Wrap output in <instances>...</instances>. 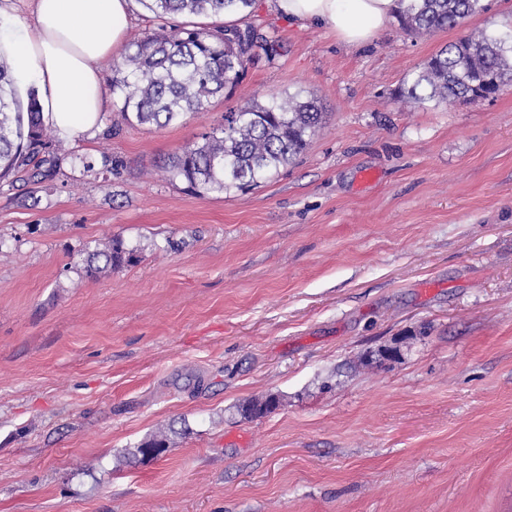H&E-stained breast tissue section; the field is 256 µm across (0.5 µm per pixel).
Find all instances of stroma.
I'll return each mask as SVG.
<instances>
[{"label":"stroma","mask_w":512,"mask_h":512,"mask_svg":"<svg viewBox=\"0 0 512 512\" xmlns=\"http://www.w3.org/2000/svg\"><path fill=\"white\" fill-rule=\"evenodd\" d=\"M483 3L352 49L256 0L281 49L229 94L163 128L107 104L53 180H0V512H512V83L391 101L512 30V0ZM300 90L325 125L274 178L197 195L165 172L229 109ZM115 237L136 262L86 279Z\"/></svg>","instance_id":"stroma-1"}]
</instances>
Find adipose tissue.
<instances>
[{
	"instance_id": "1",
	"label": "adipose tissue",
	"mask_w": 512,
	"mask_h": 512,
	"mask_svg": "<svg viewBox=\"0 0 512 512\" xmlns=\"http://www.w3.org/2000/svg\"><path fill=\"white\" fill-rule=\"evenodd\" d=\"M134 0H32L5 49L18 77L32 82L47 123L63 138L97 128L104 110L101 71L125 48ZM289 21L323 25L351 48L371 42L395 16L397 0H275Z\"/></svg>"
}]
</instances>
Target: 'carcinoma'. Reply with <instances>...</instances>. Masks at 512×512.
Listing matches in <instances>:
<instances>
[{"instance_id": "carcinoma-1", "label": "carcinoma", "mask_w": 512, "mask_h": 512, "mask_svg": "<svg viewBox=\"0 0 512 512\" xmlns=\"http://www.w3.org/2000/svg\"><path fill=\"white\" fill-rule=\"evenodd\" d=\"M158 17L251 16L256 0H140ZM396 15L409 34L431 35L453 29L485 9L482 0H399ZM276 51L256 26H174L130 39L112 77V95L122 118L131 125L164 127L210 98L233 90L258 56ZM512 79V32H474L411 69L394 101L423 108L431 102H476L491 86ZM324 119L318 98L308 93L270 94L224 113V127L202 135L172 154L165 169L196 193L229 194L257 186L279 174L306 149ZM52 127L36 99L20 111L6 61L0 59V179L15 171L53 177L57 153ZM134 252L116 237L81 259L88 279L133 262ZM274 397L241 407L246 419L276 407Z\"/></svg>"}]
</instances>
